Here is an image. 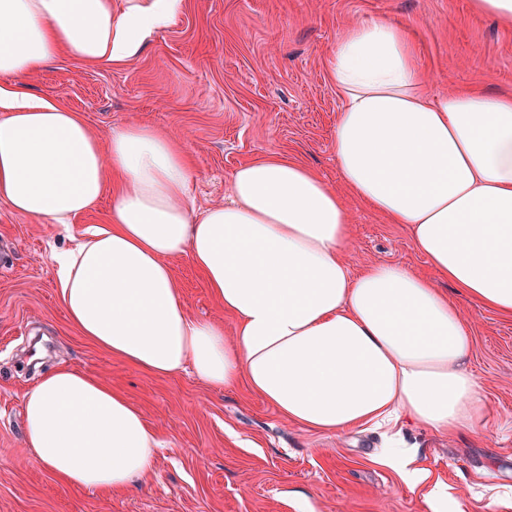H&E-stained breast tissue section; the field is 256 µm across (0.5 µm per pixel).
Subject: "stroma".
<instances>
[{
	"label": "stroma",
	"instance_id": "35a3bbf8",
	"mask_svg": "<svg viewBox=\"0 0 512 512\" xmlns=\"http://www.w3.org/2000/svg\"><path fill=\"white\" fill-rule=\"evenodd\" d=\"M374 19L409 31L430 98L512 93V26L474 13L470 0H183L126 63L96 68L60 57L25 90L80 112L103 135L132 122L176 137L193 162L190 195L200 210L223 202L236 167L270 150L334 185L340 101L327 61L344 26ZM347 205L353 270L393 261L433 277L405 225L356 199ZM111 210L103 198L65 227L0 203V512H512V317L457 296L473 331L468 367L485 423L452 435L399 427L423 475L411 487L379 463L382 430L312 431L247 385L215 388L188 371L152 376L82 336L56 298L52 255L89 225L108 223ZM173 269L189 313L223 321L232 334L234 317L189 258ZM59 364L123 392L157 431L161 448L130 489L63 486L26 447L24 395Z\"/></svg>",
	"mask_w": 512,
	"mask_h": 512
}]
</instances>
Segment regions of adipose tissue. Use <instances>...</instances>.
<instances>
[{
  "instance_id": "adipose-tissue-1",
  "label": "adipose tissue",
  "mask_w": 512,
  "mask_h": 512,
  "mask_svg": "<svg viewBox=\"0 0 512 512\" xmlns=\"http://www.w3.org/2000/svg\"><path fill=\"white\" fill-rule=\"evenodd\" d=\"M182 0H0V202L70 223L103 196L110 223L53 256L71 324L156 376L189 369L239 383L289 421L338 432L409 419L440 433L483 423L464 362L472 331L438 287L512 316V94L429 98L405 28L348 26L328 60L340 98L333 152L341 182L275 152L239 165L229 198L196 210L183 148L145 124L99 137L24 82L68 57L107 68L134 57ZM407 225L430 280L398 263L352 271L344 194ZM189 256L236 328L184 305L172 261ZM24 439L62 484L121 492L152 467L158 435L115 390L71 367L24 397Z\"/></svg>"
}]
</instances>
